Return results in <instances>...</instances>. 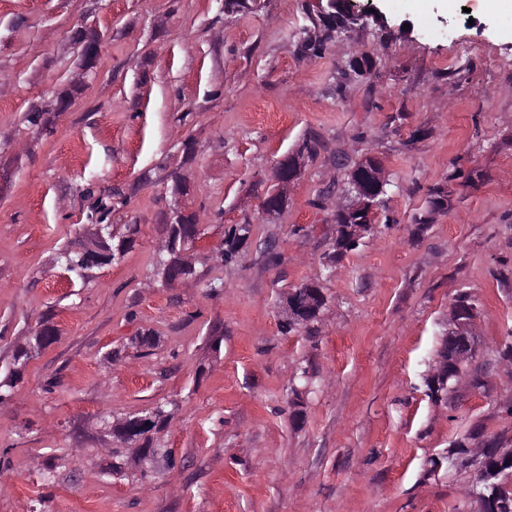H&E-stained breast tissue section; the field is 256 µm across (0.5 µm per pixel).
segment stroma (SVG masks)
<instances>
[{
  "instance_id": "35a3bbf8",
  "label": "stroma",
  "mask_w": 512,
  "mask_h": 512,
  "mask_svg": "<svg viewBox=\"0 0 512 512\" xmlns=\"http://www.w3.org/2000/svg\"><path fill=\"white\" fill-rule=\"evenodd\" d=\"M356 3L388 25L306 55L309 0H0V380L45 316L58 329L0 400V512H477L472 457H446L468 436L512 441V4ZM77 26L100 39L96 74ZM359 46L376 58L362 75ZM33 105L53 135L27 122ZM309 138L318 154L264 215L277 161ZM369 153L390 180L377 226L323 271ZM90 181L120 189L110 220L140 232L79 277L54 255L92 238ZM436 187L448 205L417 232ZM180 209L204 226L198 276L167 287L151 259ZM246 221L251 245L220 265L225 225ZM316 277L321 321L283 334L289 291ZM463 291L477 351L440 402L424 379ZM159 403L174 417L143 479L102 417Z\"/></svg>"
}]
</instances>
